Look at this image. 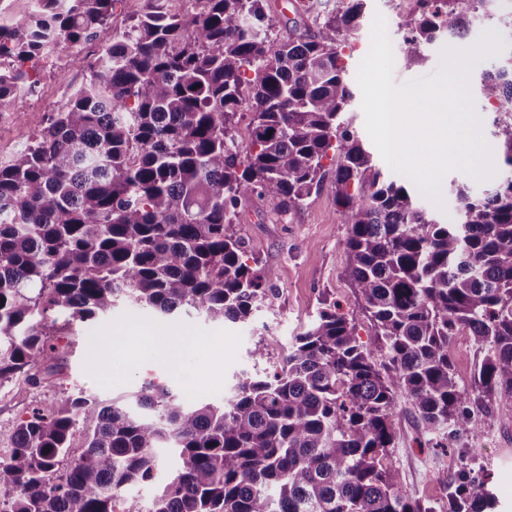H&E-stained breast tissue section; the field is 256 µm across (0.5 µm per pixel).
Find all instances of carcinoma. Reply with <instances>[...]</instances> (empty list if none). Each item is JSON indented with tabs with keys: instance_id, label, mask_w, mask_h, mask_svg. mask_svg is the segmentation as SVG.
<instances>
[{
	"instance_id": "1",
	"label": "carcinoma",
	"mask_w": 512,
	"mask_h": 512,
	"mask_svg": "<svg viewBox=\"0 0 512 512\" xmlns=\"http://www.w3.org/2000/svg\"><path fill=\"white\" fill-rule=\"evenodd\" d=\"M138 0H35L0 25V112L39 83L44 59L92 41L117 8L128 24L103 44L32 143L0 161V385L58 359L53 337L126 300L161 315L193 309L249 321L273 272L237 230L254 197L301 210L327 174L347 216L345 277L384 360L355 319L324 304L262 377L221 405L187 406L164 389L142 413L79 394L18 421L0 455V512H114L148 480L157 450L182 468L152 512H435L409 497L389 462L397 402L430 433L479 432L478 412L512 403V175L474 197L456 188L448 223L384 177L343 120L352 92L342 33L364 0L280 43L268 0H196L180 18ZM404 60L437 34L465 35L487 0H415ZM497 145L512 169V67L485 75ZM250 103L240 152L234 119ZM65 315L57 324L55 314ZM482 359L460 384L450 345ZM81 418L96 420L76 444ZM470 468L448 481V512H494Z\"/></svg>"
}]
</instances>
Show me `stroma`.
<instances>
[{
  "instance_id": "obj_1",
  "label": "stroma",
  "mask_w": 512,
  "mask_h": 512,
  "mask_svg": "<svg viewBox=\"0 0 512 512\" xmlns=\"http://www.w3.org/2000/svg\"><path fill=\"white\" fill-rule=\"evenodd\" d=\"M294 2L270 0L271 10L278 18L276 37H286L296 27L316 29L325 12L341 5V0H321L320 9L300 19L294 12ZM405 12L400 0H365L360 26L344 35L352 47L346 60L349 77H356L370 50L372 23L378 15L385 19L392 43L396 85L439 69L441 53L448 46L444 35L425 45L421 59L410 65L405 63L402 46L406 32L400 25ZM490 30L498 32L506 46L473 67L469 87L482 135L493 145L497 142L495 113L481 94V83L486 72L512 58V0H491L487 13L473 19L459 48L473 47ZM81 54L73 48L59 51L46 64L36 91L19 99L18 117L0 123V160L11 158L30 143L53 112L66 102L73 87L84 80ZM492 161L495 173L482 181L460 171L446 174V185L441 189L445 206L436 212L440 220H448L456 208L452 186L482 194L501 182L505 170L502 159L496 155ZM238 219L249 252L274 273L273 290L250 323H215L194 310L163 317L120 305L99 318L94 327L72 325L58 372L48 383L32 385L21 378L0 386V436L12 432L18 420L33 410L51 411L80 388L103 403L130 407L157 386L168 389L188 406L223 404L239 379L264 375L278 362L283 349L307 326L325 300L339 303L343 312L355 318L363 343L375 344L369 321L344 275L348 226L336 204L331 182H324L313 192L307 206L297 213L280 212L269 201L250 200L240 207ZM140 326L155 336L177 335L184 340L177 373H170L159 363L130 364L124 353L113 351L117 337L135 338ZM259 344L264 345L267 358H254L253 351ZM394 425L397 439L391 462L403 476L407 496L435 506L445 504L448 478L466 462L480 468L487 477L496 497V512H512V405H491L480 414L478 435L455 442L440 435L427 438L419 414L405 398L397 405Z\"/></svg>"
}]
</instances>
